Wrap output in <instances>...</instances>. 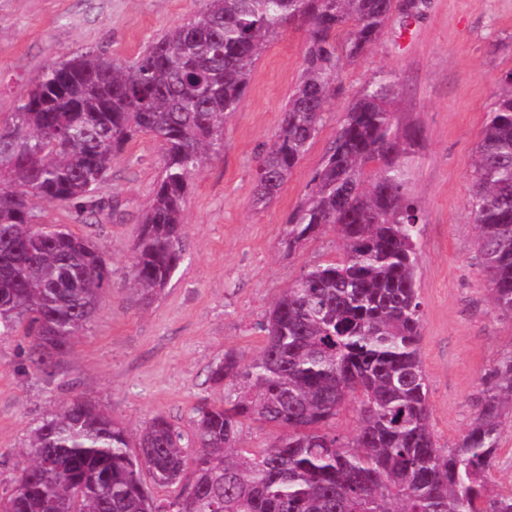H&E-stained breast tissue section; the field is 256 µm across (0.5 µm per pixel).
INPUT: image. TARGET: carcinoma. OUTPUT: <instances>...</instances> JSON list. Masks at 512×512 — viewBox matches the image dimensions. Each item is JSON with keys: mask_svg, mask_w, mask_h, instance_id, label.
<instances>
[{"mask_svg": "<svg viewBox=\"0 0 512 512\" xmlns=\"http://www.w3.org/2000/svg\"><path fill=\"white\" fill-rule=\"evenodd\" d=\"M204 2L130 61L99 50L52 62L0 118V336L27 340L35 374L70 350L112 287L103 252L67 225L36 223L35 202L95 213L93 193L114 159L134 137H155L162 173L123 281L149 306L184 259L191 183L220 153L267 44L287 28L305 32L299 81L258 160L256 207L275 198L316 139L343 63L363 57L393 14L409 20L427 7ZM398 97L385 76L343 112L281 240L291 254L330 229L342 258L283 289L255 357L226 353L211 366L210 381L229 393L194 407L192 439L163 415L133 437L75 394L30 430L31 461L0 497V512H512V488L492 484L512 419V348L483 375L464 435L442 448L431 428L417 286L424 214L410 190ZM473 179L480 271L493 309L512 318V70L501 77ZM350 399L360 426L345 441L331 427ZM248 420L278 435L265 448H240ZM189 465L191 482L170 499L152 497L141 478L147 471L172 485Z\"/></svg>", "mask_w": 512, "mask_h": 512, "instance_id": "carcinoma-1", "label": "carcinoma"}]
</instances>
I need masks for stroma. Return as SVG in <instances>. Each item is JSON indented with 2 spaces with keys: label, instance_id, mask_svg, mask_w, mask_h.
Listing matches in <instances>:
<instances>
[{
  "label": "stroma",
  "instance_id": "35a3bbf8",
  "mask_svg": "<svg viewBox=\"0 0 512 512\" xmlns=\"http://www.w3.org/2000/svg\"><path fill=\"white\" fill-rule=\"evenodd\" d=\"M203 0H0V113L12 111L45 67L64 54L106 50L135 58L184 21ZM306 49L287 29L261 53L245 96L224 130L219 156L195 178L185 212L186 255L150 307L123 288L129 245L159 179L162 148L134 138L112 163L89 218L61 203L38 206L42 224H66L104 253L109 289L71 351L48 374H32L21 337L0 338V496L8 494L31 427L81 394L138 433L155 415L184 435L201 399L224 388L209 370L226 352L255 356L266 314L284 288L341 250L325 231L282 253L285 226L336 135L342 113L369 81L398 82L401 129L420 130L410 189L425 221L417 285L423 302L420 358L434 435L454 443L468 429L472 397L501 352L512 348V319L498 315L476 259L469 214L476 146L499 80L512 70V0H429L410 22L388 21L364 58L343 64L326 121L277 196L255 207L256 167L269 147Z\"/></svg>",
  "mask_w": 512,
  "mask_h": 512
}]
</instances>
